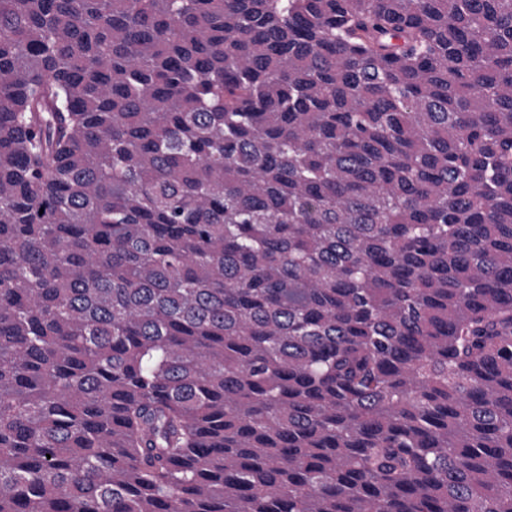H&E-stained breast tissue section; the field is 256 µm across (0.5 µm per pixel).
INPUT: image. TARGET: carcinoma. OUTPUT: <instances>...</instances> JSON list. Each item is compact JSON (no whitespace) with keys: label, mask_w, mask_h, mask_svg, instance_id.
I'll use <instances>...</instances> for the list:
<instances>
[{"label":"carcinoma","mask_w":512,"mask_h":512,"mask_svg":"<svg viewBox=\"0 0 512 512\" xmlns=\"http://www.w3.org/2000/svg\"><path fill=\"white\" fill-rule=\"evenodd\" d=\"M0 512H512V0H0Z\"/></svg>","instance_id":"cac0c4a2"}]
</instances>
